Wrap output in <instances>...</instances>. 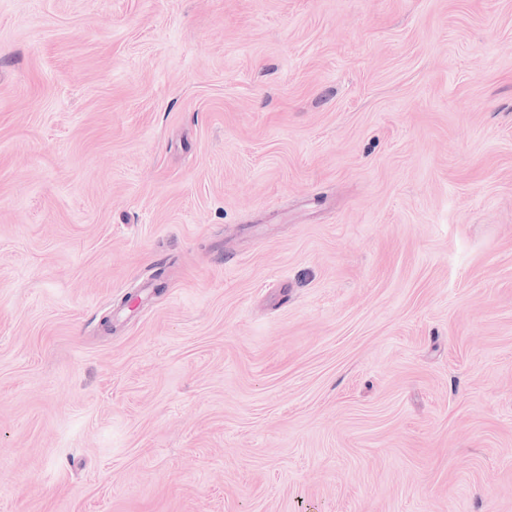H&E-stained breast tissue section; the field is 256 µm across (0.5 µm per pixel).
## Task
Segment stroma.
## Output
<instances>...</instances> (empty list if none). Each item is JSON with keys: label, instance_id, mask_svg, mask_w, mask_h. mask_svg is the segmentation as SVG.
Listing matches in <instances>:
<instances>
[{"label": "stroma", "instance_id": "obj_1", "mask_svg": "<svg viewBox=\"0 0 512 512\" xmlns=\"http://www.w3.org/2000/svg\"><path fill=\"white\" fill-rule=\"evenodd\" d=\"M0 512H512V0H0Z\"/></svg>", "mask_w": 512, "mask_h": 512}]
</instances>
